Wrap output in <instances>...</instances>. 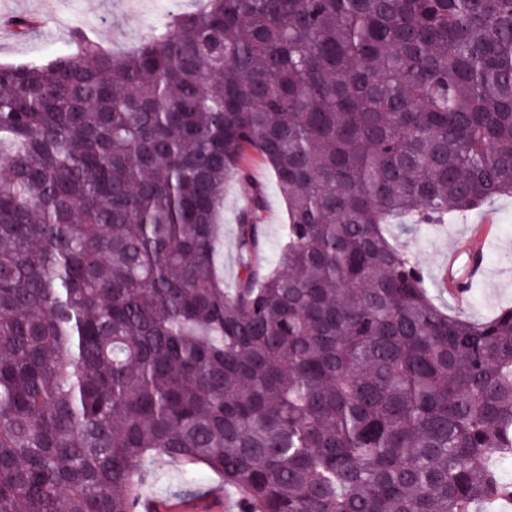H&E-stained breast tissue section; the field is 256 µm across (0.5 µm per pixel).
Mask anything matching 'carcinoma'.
I'll list each match as a JSON object with an SVG mask.
<instances>
[{"mask_svg":"<svg viewBox=\"0 0 512 512\" xmlns=\"http://www.w3.org/2000/svg\"><path fill=\"white\" fill-rule=\"evenodd\" d=\"M0 64V512H138L141 465L240 512L512 497V308L445 311L385 224L512 194V0H207L117 55ZM265 193L237 217L247 151ZM246 165L255 171L256 177L266 191L267 219L264 223V249L263 256L265 262L272 261L282 241V229L286 224V210L281 193L276 186L272 172L266 167L262 160L253 152L246 159ZM273 213V219H270L268 213ZM247 195L246 186L234 178L227 180L224 186V225L222 236L224 247L217 259L219 269L224 276V285L232 288L239 273L236 243H235V217L240 209L244 196ZM250 201L245 200L241 210L246 209ZM187 469L181 464L148 458L143 467L146 474L144 497L184 509H171L181 510L173 512H238L235 508V491L224 486L219 476L202 467L194 468L190 472ZM186 477H191L200 484L217 487L218 491L213 497L203 500L179 503L171 499Z\"/></svg>","mask_w":512,"mask_h":512,"instance_id":"carcinoma-1","label":"carcinoma"}]
</instances>
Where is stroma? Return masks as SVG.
<instances>
[{
	"label": "stroma",
	"instance_id": "obj_1",
	"mask_svg": "<svg viewBox=\"0 0 512 512\" xmlns=\"http://www.w3.org/2000/svg\"><path fill=\"white\" fill-rule=\"evenodd\" d=\"M198 0H0V18L24 16L32 19L34 29L25 36L14 27L0 28V64L44 63L70 52L68 33L80 28L116 52L136 48L169 15L199 9ZM247 166L255 172L266 191V208L270 213L264 223L265 261H272L282 241L286 222L285 204L271 171L257 155H249ZM244 183L228 179L224 186V247L217 264L226 287H233L239 273L235 217L246 195ZM492 220V245L485 250V283L472 288L464 312L474 319L491 317L498 309L512 307V197L502 196L469 214L457 223L437 228L420 224L407 227L392 224L391 238L409 252L419 264L427 281H435L443 259L473 225L483 217ZM143 495L145 498L170 503L185 478L216 487L213 497L184 503L183 512H237L236 493L224 486L219 476L197 467L159 459H147Z\"/></svg>",
	"mask_w": 512,
	"mask_h": 512
}]
</instances>
